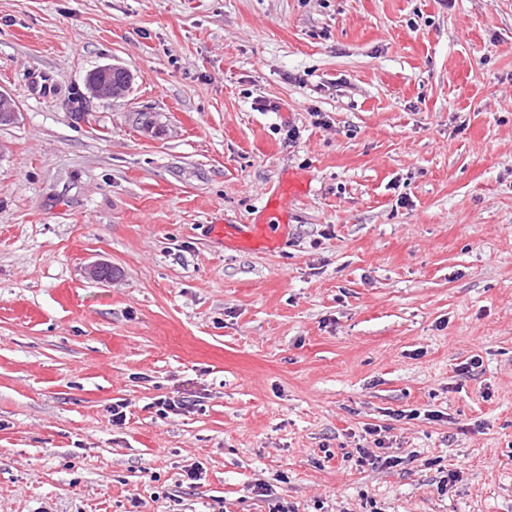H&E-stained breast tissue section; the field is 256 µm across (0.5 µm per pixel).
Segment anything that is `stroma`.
Returning a JSON list of instances; mask_svg holds the SVG:
<instances>
[{
    "label": "stroma",
    "instance_id": "1",
    "mask_svg": "<svg viewBox=\"0 0 512 512\" xmlns=\"http://www.w3.org/2000/svg\"><path fill=\"white\" fill-rule=\"evenodd\" d=\"M0 91V512H512V0H0ZM132 84L131 74L123 67L106 64L85 82V89L92 98H118L124 96ZM307 177L292 173L283 179L267 199L261 218L253 224H214L212 234L224 239V246L236 250L277 252L288 241V206L305 193Z\"/></svg>",
    "mask_w": 512,
    "mask_h": 512
}]
</instances>
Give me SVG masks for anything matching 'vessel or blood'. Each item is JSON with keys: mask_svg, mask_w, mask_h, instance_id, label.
<instances>
[{"mask_svg": "<svg viewBox=\"0 0 512 512\" xmlns=\"http://www.w3.org/2000/svg\"><path fill=\"white\" fill-rule=\"evenodd\" d=\"M306 189V176L289 174L268 197L258 221L252 224H216L212 227V233L230 249L279 251L288 240V206Z\"/></svg>", "mask_w": 512, "mask_h": 512, "instance_id": "1", "label": "vessel or blood"}]
</instances>
